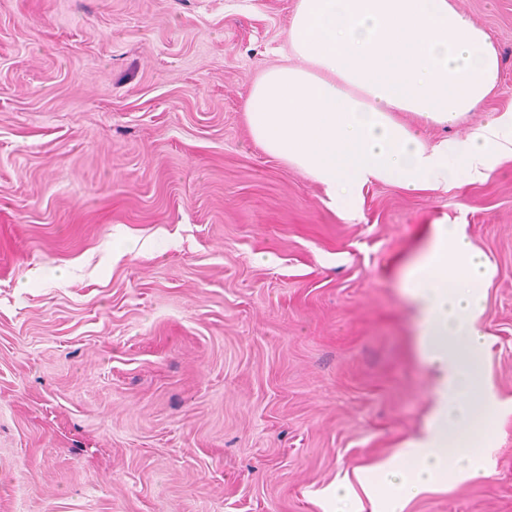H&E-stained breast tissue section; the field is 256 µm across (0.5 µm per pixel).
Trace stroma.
<instances>
[{"mask_svg":"<svg viewBox=\"0 0 512 512\" xmlns=\"http://www.w3.org/2000/svg\"><path fill=\"white\" fill-rule=\"evenodd\" d=\"M501 57L512 0H453ZM295 0H0V512H331L422 433L434 378L402 289L434 223L494 270V474L397 512H512V159L334 208L244 104Z\"/></svg>","mask_w":512,"mask_h":512,"instance_id":"35a3bbf8","label":"stroma"}]
</instances>
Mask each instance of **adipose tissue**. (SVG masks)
Instances as JSON below:
<instances>
[{"label": "adipose tissue", "mask_w": 512, "mask_h": 512, "mask_svg": "<svg viewBox=\"0 0 512 512\" xmlns=\"http://www.w3.org/2000/svg\"><path fill=\"white\" fill-rule=\"evenodd\" d=\"M499 77L489 34L453 0H295L286 60L261 72L244 112L256 145L321 185L348 215L367 185L432 191L489 178L512 159V109L462 139L422 137L481 109ZM493 275L455 224L432 225L407 262L404 292L435 387L422 438L357 473L370 512L451 476L491 475L479 442L499 401L481 378L479 322Z\"/></svg>", "instance_id": "obj_1"}]
</instances>
